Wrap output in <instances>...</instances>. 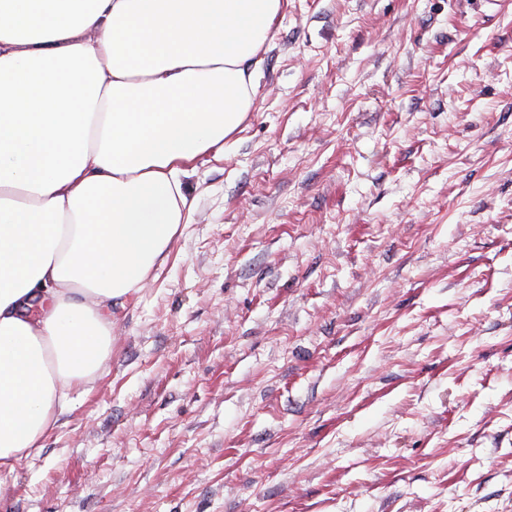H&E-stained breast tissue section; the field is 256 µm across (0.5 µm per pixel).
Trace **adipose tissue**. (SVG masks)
<instances>
[{"label":"adipose tissue","instance_id":"ef3b65f1","mask_svg":"<svg viewBox=\"0 0 512 512\" xmlns=\"http://www.w3.org/2000/svg\"><path fill=\"white\" fill-rule=\"evenodd\" d=\"M282 0H0V469L112 354L183 179L254 109Z\"/></svg>","mask_w":512,"mask_h":512}]
</instances>
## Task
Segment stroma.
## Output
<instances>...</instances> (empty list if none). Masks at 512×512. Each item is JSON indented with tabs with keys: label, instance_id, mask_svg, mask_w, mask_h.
Returning a JSON list of instances; mask_svg holds the SVG:
<instances>
[{
	"label": "stroma",
	"instance_id": "35a3bbf8",
	"mask_svg": "<svg viewBox=\"0 0 512 512\" xmlns=\"http://www.w3.org/2000/svg\"><path fill=\"white\" fill-rule=\"evenodd\" d=\"M183 190L0 512H512V0H283Z\"/></svg>",
	"mask_w": 512,
	"mask_h": 512
}]
</instances>
